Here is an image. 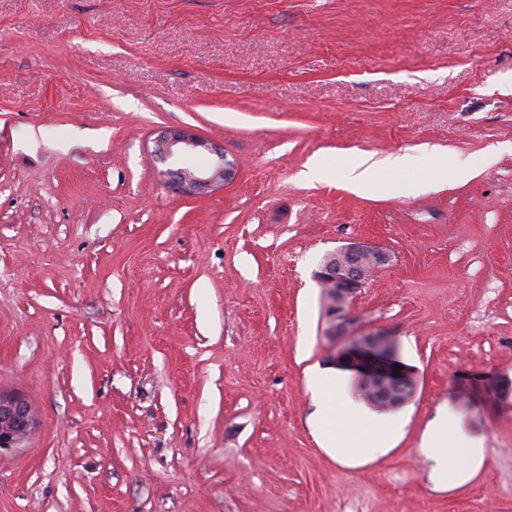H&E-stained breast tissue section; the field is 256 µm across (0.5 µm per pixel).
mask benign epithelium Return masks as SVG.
Returning a JSON list of instances; mask_svg holds the SVG:
<instances>
[{
	"instance_id": "benign-epithelium-1",
	"label": "benign epithelium",
	"mask_w": 512,
	"mask_h": 512,
	"mask_svg": "<svg viewBox=\"0 0 512 512\" xmlns=\"http://www.w3.org/2000/svg\"><path fill=\"white\" fill-rule=\"evenodd\" d=\"M200 148L215 155L210 167L172 170L177 189L187 196L206 194L231 183L236 177L235 164L226 158L223 149L188 129H169L157 140L156 155L164 163ZM390 261L387 251L361 240L324 256L315 279L323 290L330 335H336V320L342 317L349 299L366 287L377 269ZM345 356L358 373L365 399L379 409L394 408L412 397L414 380L399 366L386 336L380 333L352 336ZM37 426L36 414L23 396L0 391V452L22 447Z\"/></svg>"
}]
</instances>
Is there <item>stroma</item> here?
Returning a JSON list of instances; mask_svg holds the SVG:
<instances>
[{
    "label": "stroma",
    "mask_w": 512,
    "mask_h": 512,
    "mask_svg": "<svg viewBox=\"0 0 512 512\" xmlns=\"http://www.w3.org/2000/svg\"><path fill=\"white\" fill-rule=\"evenodd\" d=\"M508 80L512 0H0V391L39 420L0 512H512ZM181 128L233 184H168ZM355 152L474 175L356 194ZM358 239L392 261L347 318L415 391L394 448L342 463L305 371L341 365L314 274ZM446 410L485 448L455 488L421 452ZM206 149L215 155L214 163L208 168L186 170L185 168L168 169L175 174V184L182 194L196 196L206 194L224 185L230 184L236 177V167L224 155V150L213 146L188 129H169L159 137L156 155L166 163L177 156L186 155ZM430 173L431 178L442 182H448V177L467 180L473 175V168L466 162L445 157L435 160Z\"/></svg>",
    "instance_id": "35a3bbf8"
}]
</instances>
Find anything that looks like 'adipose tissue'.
Masks as SVG:
<instances>
[{"label": "adipose tissue", "instance_id": "obj_1", "mask_svg": "<svg viewBox=\"0 0 512 512\" xmlns=\"http://www.w3.org/2000/svg\"><path fill=\"white\" fill-rule=\"evenodd\" d=\"M379 166L406 176L409 190H417L421 185L415 175L418 168L415 155L396 154L376 163L370 154L356 152L350 156L345 168L347 188L355 193L366 191ZM343 380V373L337 369L315 370L308 375L315 406L313 425L319 444L327 454L341 462L375 456L389 448L401 434L403 419L398 415L373 414L361 404L344 399L341 395ZM344 425L365 430L367 442L359 448L350 446L340 431ZM422 451L432 463L430 477L438 485L465 483L476 474L485 457L482 441L466 435L460 418L450 412L440 416L427 429Z\"/></svg>", "mask_w": 512, "mask_h": 512}]
</instances>
